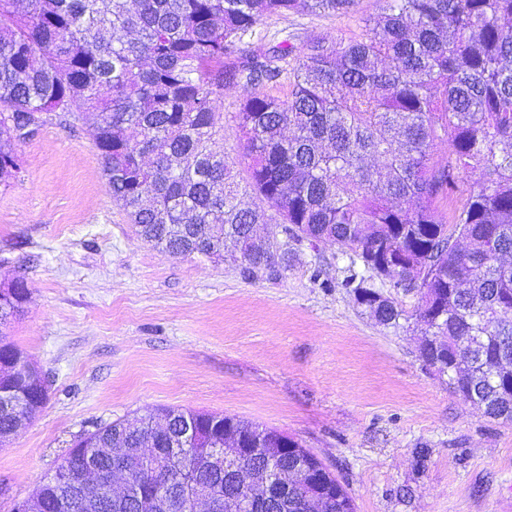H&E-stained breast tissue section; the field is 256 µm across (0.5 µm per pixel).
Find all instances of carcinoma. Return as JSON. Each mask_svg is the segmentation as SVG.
Instances as JSON below:
<instances>
[{
  "label": "carcinoma",
  "mask_w": 512,
  "mask_h": 512,
  "mask_svg": "<svg viewBox=\"0 0 512 512\" xmlns=\"http://www.w3.org/2000/svg\"><path fill=\"white\" fill-rule=\"evenodd\" d=\"M359 39L245 46L272 15L346 13L355 0H0V185L44 112L92 131L112 198L139 237L170 254L224 259L251 275L288 268V243L352 253L342 286L379 324L425 327L424 364L453 393L512 422V0H381ZM288 93H274L282 77ZM250 92L234 113L248 178L213 148L224 87ZM448 144V157L433 149ZM477 173L473 182L465 176ZM275 210L278 253L254 225ZM415 299L403 309L396 295ZM0 286V443L46 402L44 373L3 332L27 302ZM250 451L233 471L217 449ZM156 467L137 468L143 448ZM123 448L136 495H83L80 473L112 470ZM176 454L180 473L166 470ZM297 474L316 456L276 429L193 409L152 408L78 436L33 497L42 512H146L171 482L246 497L242 473L268 459ZM299 480L271 484L248 512H308ZM323 512H356L341 483Z\"/></svg>",
  "instance_id": "cac0c4a2"
}]
</instances>
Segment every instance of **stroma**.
Segmentation results:
<instances>
[{"mask_svg":"<svg viewBox=\"0 0 512 512\" xmlns=\"http://www.w3.org/2000/svg\"><path fill=\"white\" fill-rule=\"evenodd\" d=\"M381 11L263 19L251 43L349 40ZM0 187V281L28 301L9 338L49 380L0 447V512L75 436L153 407L235 415L298 439L356 512H512V424L452 393L417 326L383 327L341 282L348 255L295 247L279 277L142 241L105 181L92 133L47 113Z\"/></svg>","mask_w":512,"mask_h":512,"instance_id":"obj_1","label":"stroma"}]
</instances>
